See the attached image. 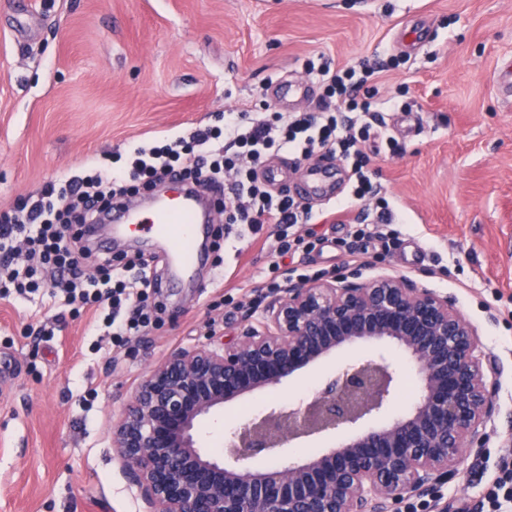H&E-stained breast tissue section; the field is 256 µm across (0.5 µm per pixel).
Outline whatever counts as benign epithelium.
Here are the masks:
<instances>
[{
    "mask_svg": "<svg viewBox=\"0 0 512 512\" xmlns=\"http://www.w3.org/2000/svg\"><path fill=\"white\" fill-rule=\"evenodd\" d=\"M359 342L394 346L416 368L417 399L392 422L295 462L247 464L388 408L397 368L380 350L231 431L223 455L199 448L201 419ZM499 374L450 296L394 274H342L272 293L237 335L153 365L112 421V447L150 512H401L411 499L446 512L442 490L464 477V455L486 451Z\"/></svg>",
    "mask_w": 512,
    "mask_h": 512,
    "instance_id": "7a95c632",
    "label": "benign epithelium"
}]
</instances>
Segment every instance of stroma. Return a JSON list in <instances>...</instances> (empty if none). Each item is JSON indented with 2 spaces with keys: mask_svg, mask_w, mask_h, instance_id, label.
<instances>
[{
  "mask_svg": "<svg viewBox=\"0 0 512 512\" xmlns=\"http://www.w3.org/2000/svg\"><path fill=\"white\" fill-rule=\"evenodd\" d=\"M423 28L419 47L400 39ZM397 57L376 74L402 96L403 154L372 155V178L404 215L365 260L347 224H301L311 250L280 256L308 278L390 272L452 296L501 374L488 449L445 501L479 512L512 450V0H0V212L52 177L183 135L227 111H257L271 81L310 82L308 61L342 67ZM272 239L227 242L222 270L166 298L159 326L111 345L92 311L59 313L48 295L0 300V512H145L111 444L112 418L152 364L236 335L272 259ZM358 344L226 405L198 428L206 450L262 409L310 396L373 352Z\"/></svg>",
  "mask_w": 512,
  "mask_h": 512,
  "instance_id": "1",
  "label": "stroma"
}]
</instances>
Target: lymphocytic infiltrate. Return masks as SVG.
<instances>
[{
	"label": "lymphocytic infiltrate",
	"mask_w": 512,
	"mask_h": 512,
	"mask_svg": "<svg viewBox=\"0 0 512 512\" xmlns=\"http://www.w3.org/2000/svg\"><path fill=\"white\" fill-rule=\"evenodd\" d=\"M308 71L325 90L317 111L280 112L268 104L252 118L227 112L220 124L195 128L189 136L132 147L127 165L104 162L79 174L59 175L13 214L0 215V299L49 289L75 310L103 311L104 328L115 343L157 326L148 303L154 270L141 259L103 256L95 274L84 275L79 246L84 225L95 221L112 199L177 177L223 189L225 233L253 236L271 224L277 229V253H287L303 243L290 236V228L316 223L317 216L287 193H272L259 182L257 169L281 150L304 159L337 156L348 163V192L336 212L368 197L376 201L372 211L356 217L357 228L347 245L350 255H361L363 246L379 236L380 225L400 221L365 171L370 144L402 152V145L382 135L377 124L380 112L399 103L393 97L379 98L372 83L376 65L335 69L324 62Z\"/></svg>",
	"instance_id": "lymphocytic-infiltrate-1"
}]
</instances>
